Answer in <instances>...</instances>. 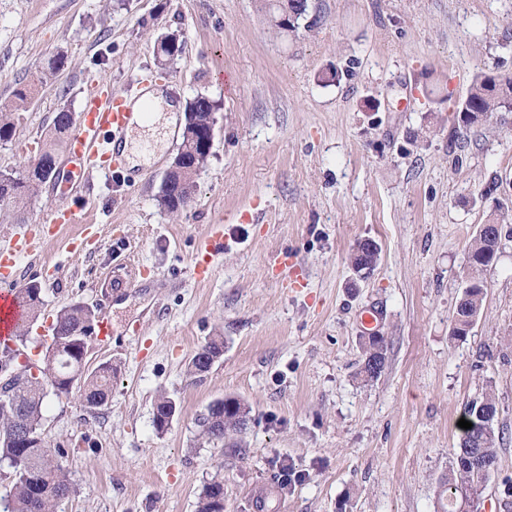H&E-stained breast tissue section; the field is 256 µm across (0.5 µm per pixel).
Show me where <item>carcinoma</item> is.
<instances>
[{"label": "carcinoma", "instance_id": "carcinoma-1", "mask_svg": "<svg viewBox=\"0 0 512 512\" xmlns=\"http://www.w3.org/2000/svg\"><path fill=\"white\" fill-rule=\"evenodd\" d=\"M309 8L308 0H278L270 9L269 22L272 28L281 32L283 28L279 19L286 13L300 14ZM29 90L23 89L15 94V99L9 104H0V141H7L15 132V120L18 112L25 108ZM512 108V78H504L491 72L477 74L470 85L465 100L455 112L463 110L470 112H506ZM217 110L210 98L198 95L191 103L189 111L196 113L197 124L205 126L210 113ZM73 124L71 112L61 109L54 120L45 143L41 146L39 166L32 170L28 167L20 170L0 171V202L17 203L29 197L34 184L44 182L53 173L57 164V147L65 142V138ZM184 147L182 157L187 165L203 168L208 162V155L196 145L181 143ZM194 189L192 174L188 171L177 172L169 176L164 188L160 191L159 203L168 212L174 214L185 204L188 191ZM488 241L484 237H474L468 252V257L476 262L486 259ZM42 289L21 288L17 297L23 307L25 316L16 327L12 339L20 343L27 341V322L37 317L41 306ZM96 321V312L87 305L75 304L60 311L55 318L52 328L55 336H73L79 338L87 335L91 323ZM73 349L54 357L45 353L43 364L53 370L58 376L54 394L61 398L71 392V375L79 372L83 380L82 403L86 410L93 411L102 405L112 384V363L101 364L92 372L82 373L83 351L81 343H71ZM362 363L359 376L366 382L375 379L374 366L387 362V346L384 337H372L361 342ZM224 352V340L213 338L201 346L189 362V372L197 377L207 373L208 355H220ZM11 365L17 374L9 383L10 393L0 394V466L12 470V507L10 512H55L56 506L62 499L73 493V487L58 456L60 449L50 448L49 445H23L15 441L10 431L14 419L35 431L42 429L43 403L46 392L32 374V366H21L17 363L16 350L3 345L0 349V366ZM214 415L219 423L205 429L202 434L211 441L224 440V409H214ZM466 415L472 427L466 430L465 439L459 441V446L453 452L452 472L448 477V487L470 486L478 487L484 482L483 474L476 470L467 460V456L478 453L487 464H495L497 449L500 445V432L494 422L487 417L485 409L479 403L473 402L466 408ZM224 498L223 482L214 479L207 483L199 497L198 512H217L218 501Z\"/></svg>", "mask_w": 512, "mask_h": 512}]
</instances>
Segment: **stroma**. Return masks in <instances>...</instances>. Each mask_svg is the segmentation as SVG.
Listing matches in <instances>:
<instances>
[{
  "mask_svg": "<svg viewBox=\"0 0 512 512\" xmlns=\"http://www.w3.org/2000/svg\"><path fill=\"white\" fill-rule=\"evenodd\" d=\"M317 22L277 34L258 0H0V102L30 88L0 170L31 158L61 108L81 114L88 80L126 95L163 86L218 111L212 153L191 201L159 204L181 142L123 177L80 193L89 236L62 226L43 261L23 257L16 286L40 283L44 312L76 302L108 316L88 369L111 362L107 401L47 395L42 431L60 447L73 493L57 512H197L224 484L225 512H437L467 404L493 393L503 441L478 512H512V112L455 125L473 76L512 77V0H309ZM178 34L166 69L155 43ZM65 66L46 83L48 59ZM340 83L322 82L332 67ZM375 99L378 112L365 111ZM504 184L489 199L490 175ZM73 202L45 182L24 207L0 206V240ZM498 214L505 234L479 318L463 339L451 320L468 247ZM222 233L205 277L203 244ZM85 238L83 251L68 245ZM381 248L358 279L349 253ZM388 344L372 382L357 372L363 317ZM224 353L189 374L210 337ZM179 412L153 424L159 395ZM250 409L245 431L209 442L198 419L214 400ZM298 479L277 486L282 464ZM224 498V484L214 479L207 483L199 497L198 512H217L218 501Z\"/></svg>",
  "mask_w": 512,
  "mask_h": 512,
  "instance_id": "stroma-1",
  "label": "stroma"
}]
</instances>
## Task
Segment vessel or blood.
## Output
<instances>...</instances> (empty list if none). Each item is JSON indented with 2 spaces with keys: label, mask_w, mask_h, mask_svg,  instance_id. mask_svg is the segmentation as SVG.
Listing matches in <instances>:
<instances>
[{
  "label": "vessel or blood",
  "mask_w": 512,
  "mask_h": 512,
  "mask_svg": "<svg viewBox=\"0 0 512 512\" xmlns=\"http://www.w3.org/2000/svg\"><path fill=\"white\" fill-rule=\"evenodd\" d=\"M130 114L125 98L91 89L85 115L74 127L68 140L66 170L70 192H78L89 175L101 173L118 176L122 173L120 150L128 129ZM47 224H90L87 202L75 203L69 209L47 216ZM43 241L34 233L19 232L0 243V334L20 320L23 309L12 290V268L22 256L37 257Z\"/></svg>",
  "instance_id": "1"
}]
</instances>
